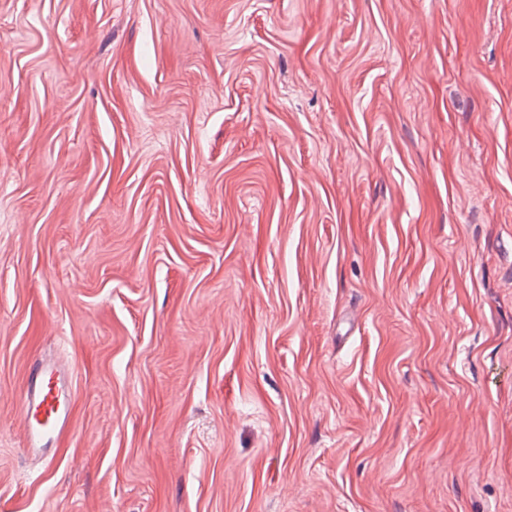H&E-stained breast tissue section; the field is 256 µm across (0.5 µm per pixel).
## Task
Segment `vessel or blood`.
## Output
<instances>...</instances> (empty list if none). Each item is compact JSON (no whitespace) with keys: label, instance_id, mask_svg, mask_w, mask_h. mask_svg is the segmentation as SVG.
<instances>
[{"label":"vessel or blood","instance_id":"1","mask_svg":"<svg viewBox=\"0 0 512 512\" xmlns=\"http://www.w3.org/2000/svg\"><path fill=\"white\" fill-rule=\"evenodd\" d=\"M68 405L57 389L53 371L37 363L30 369L20 405V423L28 445L45 435L62 436Z\"/></svg>","mask_w":512,"mask_h":512}]
</instances>
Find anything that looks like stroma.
Here are the masks:
<instances>
[{"mask_svg": "<svg viewBox=\"0 0 512 512\" xmlns=\"http://www.w3.org/2000/svg\"><path fill=\"white\" fill-rule=\"evenodd\" d=\"M0 512H512V0H0ZM67 413L68 405L57 389L54 372L45 364H34L26 377L20 405V423L28 445L35 446L48 434L60 438Z\"/></svg>", "mask_w": 512, "mask_h": 512, "instance_id": "35a3bbf8", "label": "stroma"}]
</instances>
